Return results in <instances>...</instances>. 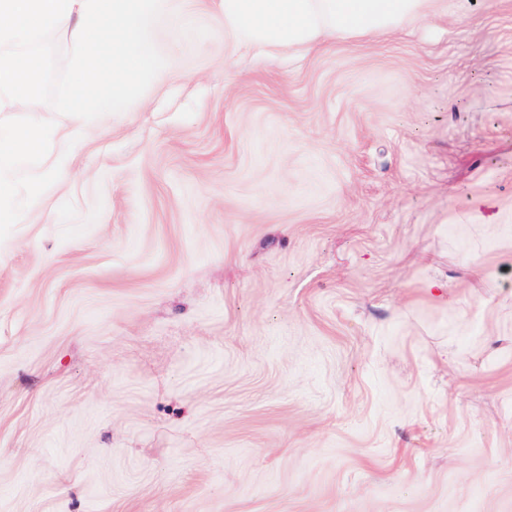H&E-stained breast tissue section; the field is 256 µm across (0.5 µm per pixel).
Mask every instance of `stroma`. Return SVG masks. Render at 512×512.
Listing matches in <instances>:
<instances>
[{"label":"stroma","instance_id":"obj_1","mask_svg":"<svg viewBox=\"0 0 512 512\" xmlns=\"http://www.w3.org/2000/svg\"><path fill=\"white\" fill-rule=\"evenodd\" d=\"M172 7L0 242V512H512V0L273 51Z\"/></svg>","mask_w":512,"mask_h":512}]
</instances>
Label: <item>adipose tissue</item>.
<instances>
[{"label":"adipose tissue","mask_w":512,"mask_h":512,"mask_svg":"<svg viewBox=\"0 0 512 512\" xmlns=\"http://www.w3.org/2000/svg\"><path fill=\"white\" fill-rule=\"evenodd\" d=\"M442 0H221L237 41L268 49L304 48L324 37H372L422 21Z\"/></svg>","instance_id":"1"}]
</instances>
